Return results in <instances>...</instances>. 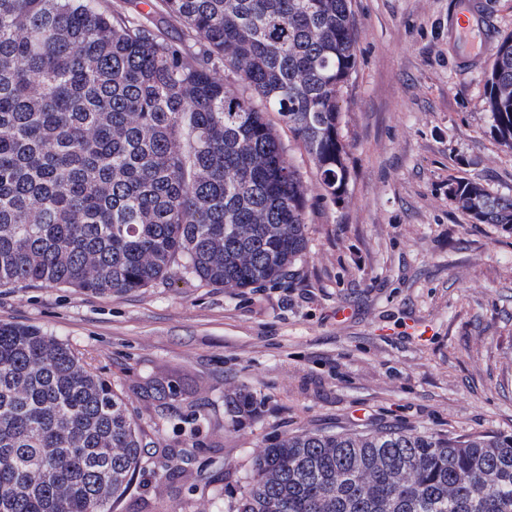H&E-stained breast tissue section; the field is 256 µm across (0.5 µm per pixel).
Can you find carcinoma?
I'll return each instance as SVG.
<instances>
[{"mask_svg": "<svg viewBox=\"0 0 512 512\" xmlns=\"http://www.w3.org/2000/svg\"><path fill=\"white\" fill-rule=\"evenodd\" d=\"M141 4L0 0V286L126 293L179 262L226 288L283 279L309 197L270 112L323 196L345 199L351 0ZM485 88L512 150V33ZM448 198L512 228V196L461 178ZM146 447L123 394L69 346L0 322V512H112ZM236 512H512V436L303 431L263 450Z\"/></svg>", "mask_w": 512, "mask_h": 512, "instance_id": "cac0c4a2", "label": "carcinoma"}]
</instances>
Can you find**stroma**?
Returning a JSON list of instances; mask_svg holds the SVG:
<instances>
[{
  "label": "stroma",
  "instance_id": "obj_1",
  "mask_svg": "<svg viewBox=\"0 0 512 512\" xmlns=\"http://www.w3.org/2000/svg\"><path fill=\"white\" fill-rule=\"evenodd\" d=\"M480 2L485 50L468 56L448 20L469 0H351L347 195L308 179L307 248L288 278L232 290L176 265L121 294L0 288V322L68 344L146 434L112 512H236L261 451L304 430L512 435V229L448 198L454 178L512 196V150L483 107L512 0ZM155 379L179 385L195 434L144 398ZM238 390L258 413L235 424L224 396Z\"/></svg>",
  "mask_w": 512,
  "mask_h": 512
}]
</instances>
